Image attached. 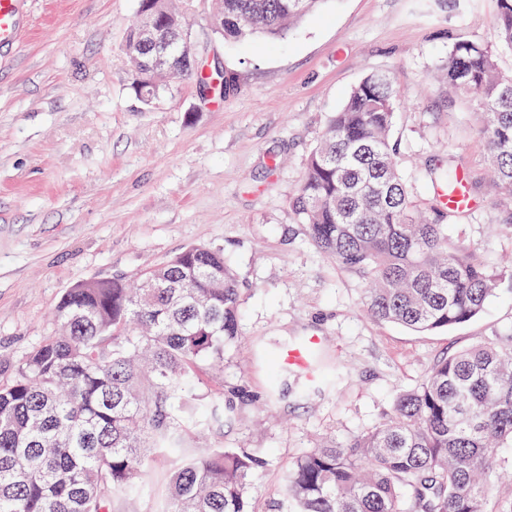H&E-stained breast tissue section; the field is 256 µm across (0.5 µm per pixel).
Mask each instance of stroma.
Here are the masks:
<instances>
[{
	"mask_svg": "<svg viewBox=\"0 0 512 512\" xmlns=\"http://www.w3.org/2000/svg\"><path fill=\"white\" fill-rule=\"evenodd\" d=\"M212 0H196L193 35L205 66L233 74V94L182 77L153 104L130 86L124 45L139 0H20L23 41L0 47V385L53 334V310L77 283L135 280L183 249H223L243 284L240 336L200 395L223 403V425L183 433V452L252 448L268 461L251 483L256 512H288L289 466L320 441L389 416L398 391L474 342L512 338V277L476 319L428 334L372 319L365 282L321 254L290 206L330 117L372 71L399 93L393 139L410 193L428 165L454 161L473 210L448 236L499 268L512 229L491 188L467 104L435 76L448 33L497 43L496 0H325L282 39L227 42ZM339 371L333 386L287 371L266 403L267 351L305 337ZM174 461L155 453L134 499L117 512H162Z\"/></svg>",
	"mask_w": 512,
	"mask_h": 512,
	"instance_id": "35a3bbf8",
	"label": "stroma"
}]
</instances>
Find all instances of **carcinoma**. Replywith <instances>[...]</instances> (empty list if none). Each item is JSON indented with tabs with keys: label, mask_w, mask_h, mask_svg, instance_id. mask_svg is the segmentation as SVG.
Returning <instances> with one entry per match:
<instances>
[{
	"label": "carcinoma",
	"mask_w": 512,
	"mask_h": 512,
	"mask_svg": "<svg viewBox=\"0 0 512 512\" xmlns=\"http://www.w3.org/2000/svg\"><path fill=\"white\" fill-rule=\"evenodd\" d=\"M325 0H218L227 41L282 38ZM501 45L512 48V0H496ZM191 41L184 12L156 0L130 29L131 86L149 105L178 75L157 68L140 24L157 19ZM443 81L470 99L497 196L512 207V75L492 47L448 34ZM400 98L385 72L350 92L309 156L291 205L312 243L368 282L376 320L418 333L478 317L500 270L448 240L463 212L448 207L459 174L429 166L421 212L400 175L391 134ZM242 282L224 253L183 250L144 272L68 289L57 330L0 387V512H116L136 491L151 452L223 420V405L193 397L206 367L239 336ZM321 383L337 377L311 355ZM512 449V347L484 339L438 361L398 392L394 415L349 439L310 449L288 470L291 512H491L488 479ZM268 464L247 448H202L172 470L163 512H253L251 476Z\"/></svg>",
	"instance_id": "1"
}]
</instances>
